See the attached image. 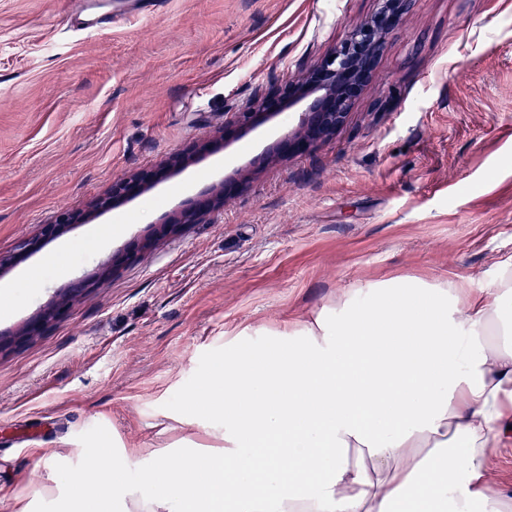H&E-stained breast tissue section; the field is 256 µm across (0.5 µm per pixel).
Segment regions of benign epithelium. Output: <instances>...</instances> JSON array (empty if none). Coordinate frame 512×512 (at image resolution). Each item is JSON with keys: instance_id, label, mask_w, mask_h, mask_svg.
<instances>
[{"instance_id": "obj_1", "label": "benign epithelium", "mask_w": 512, "mask_h": 512, "mask_svg": "<svg viewBox=\"0 0 512 512\" xmlns=\"http://www.w3.org/2000/svg\"><path fill=\"white\" fill-rule=\"evenodd\" d=\"M378 8L363 23L355 26L346 38L334 46L303 77L281 89L257 96V110L236 112L232 123L240 130L277 119L290 111L298 115L297 124L288 131V146L305 152L314 144L334 135L349 117L352 104L371 81L381 56L384 41L398 28L412 0H377ZM151 184V178L132 175L115 183L99 196L85 213H63L56 223L48 224L42 235L20 246L26 256L40 250L44 242L58 235L61 224H82L90 217L112 209L117 201L140 194ZM223 192L212 185L203 198L190 200L185 208L168 216L165 228L177 232L184 224H195L199 218L222 206Z\"/></svg>"}]
</instances>
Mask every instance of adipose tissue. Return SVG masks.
Here are the masks:
<instances>
[{"mask_svg":"<svg viewBox=\"0 0 512 512\" xmlns=\"http://www.w3.org/2000/svg\"><path fill=\"white\" fill-rule=\"evenodd\" d=\"M203 398L223 447L143 472L153 492L130 499L94 456L71 478L77 512H512L488 480L512 426V258L484 292L398 279L238 344L187 408Z\"/></svg>","mask_w":512,"mask_h":512,"instance_id":"adipose-tissue-1","label":"adipose tissue"}]
</instances>
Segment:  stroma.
Wrapping results in <instances>:
<instances>
[{
  "mask_svg": "<svg viewBox=\"0 0 512 512\" xmlns=\"http://www.w3.org/2000/svg\"><path fill=\"white\" fill-rule=\"evenodd\" d=\"M375 8L90 0L118 17L90 34L66 25V0H0V257L113 182L193 158L0 279V512H73L70 476L102 449H154L123 473L139 497L142 469L223 447V420L185 399L241 338L298 335L340 294L398 278L489 289L512 257V0H412L346 124L306 152L262 159L287 117L228 123ZM219 129L222 151L198 155ZM218 181L223 207L164 233ZM60 298L64 314L23 335Z\"/></svg>",
  "mask_w": 512,
  "mask_h": 512,
  "instance_id": "obj_1",
  "label": "stroma"
}]
</instances>
